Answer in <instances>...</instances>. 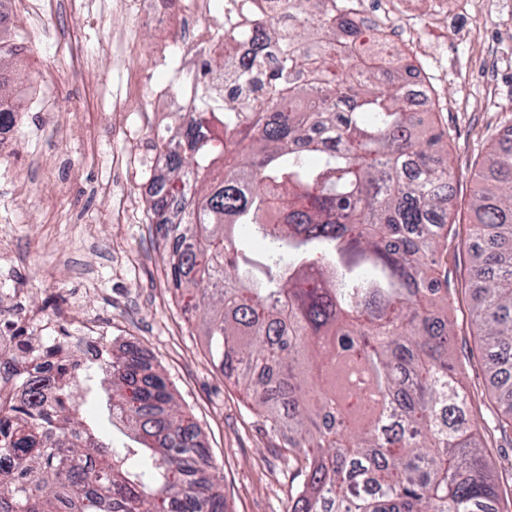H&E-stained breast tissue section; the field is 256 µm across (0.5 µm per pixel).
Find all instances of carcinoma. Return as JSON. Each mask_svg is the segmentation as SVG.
<instances>
[{
  "mask_svg": "<svg viewBox=\"0 0 512 512\" xmlns=\"http://www.w3.org/2000/svg\"><path fill=\"white\" fill-rule=\"evenodd\" d=\"M259 27L268 95L181 112L156 143L186 208L164 233L170 287L202 311L214 364L246 385L285 439L299 482L288 512H506L484 453L512 432V141L482 163L465 288L501 408L476 412L452 359L443 271L455 225L448 133L416 113L377 41L323 0ZM21 102L0 84V124ZM266 243L258 256L238 234ZM0 512H224L212 464L167 379L133 348L94 364L0 319ZM128 441L102 437L75 393H98ZM22 385L13 398L5 388Z\"/></svg>",
  "mask_w": 512,
  "mask_h": 512,
  "instance_id": "1",
  "label": "carcinoma"
}]
</instances>
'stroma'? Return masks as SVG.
<instances>
[{
	"label": "stroma",
	"instance_id": "1",
	"mask_svg": "<svg viewBox=\"0 0 512 512\" xmlns=\"http://www.w3.org/2000/svg\"><path fill=\"white\" fill-rule=\"evenodd\" d=\"M46 26V38L17 58L14 89L27 110L10 157L0 159V244L14 259L0 268V305H13L19 283L43 313L65 307L70 323L109 328L105 354L136 342L196 424L226 512H287L295 467L236 375L214 365L199 315L169 288L148 215L145 184L166 172L154 145L179 124L155 111L153 92L180 50L166 31L142 26L130 0H58ZM394 43L430 88L419 125L447 131L453 209L457 222L472 223L477 163L512 126V16L463 8L421 42L399 35ZM75 59L89 80L74 79ZM41 120L71 130L47 142L34 131ZM471 304L460 290L448 309L450 354L470 362V390L487 398Z\"/></svg>",
	"mask_w": 512,
	"mask_h": 512
}]
</instances>
